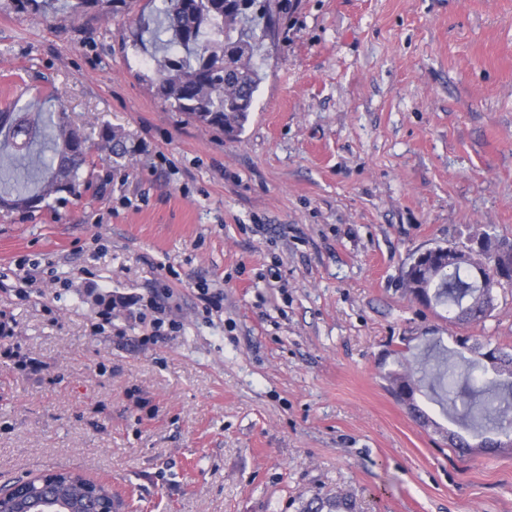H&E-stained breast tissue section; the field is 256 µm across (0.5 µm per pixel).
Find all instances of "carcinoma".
I'll list each match as a JSON object with an SVG mask.
<instances>
[{
	"mask_svg": "<svg viewBox=\"0 0 512 512\" xmlns=\"http://www.w3.org/2000/svg\"><path fill=\"white\" fill-rule=\"evenodd\" d=\"M266 14L259 0H164L163 21L154 38L166 34L167 43L180 52L168 54L144 76L154 95L172 112H183L195 122L215 127L228 135L242 132L251 112L254 94L261 81L256 58L263 36L246 26L248 11ZM0 208L31 211L52 196L74 194L89 182L84 171L92 166L94 148L69 121L63 106L45 117L42 113L8 108L0 112ZM426 262L411 254L402 272V284L423 305L448 307L461 324H479L494 310L493 289L484 288L479 277L489 278L491 269L481 264L455 269L437 268L426 273ZM463 348L479 354L495 366L497 375L512 373V354L490 344L456 338ZM390 371V393L398 400L412 401L417 390L430 385L441 391L448 415L460 420L465 429L482 435L489 429L507 431L512 423L502 417L512 407V383L480 381L470 366L456 371L443 362L427 369ZM463 409H458L457 401ZM84 476L60 473L51 489L71 506V512H98L105 506L106 489L80 490ZM299 512H361L351 494L316 493L301 502Z\"/></svg>",
	"mask_w": 512,
	"mask_h": 512,
	"instance_id": "1",
	"label": "carcinoma"
}]
</instances>
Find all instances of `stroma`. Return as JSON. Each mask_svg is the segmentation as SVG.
I'll list each match as a JSON object with an SVG mask.
<instances>
[{
  "label": "stroma",
  "mask_w": 512,
  "mask_h": 512,
  "mask_svg": "<svg viewBox=\"0 0 512 512\" xmlns=\"http://www.w3.org/2000/svg\"><path fill=\"white\" fill-rule=\"evenodd\" d=\"M271 4L230 137L144 82L161 0H0V111L65 102L97 146L80 196L0 211V314L34 361L0 354V483L74 470L128 512H296L339 487L362 512H512V447L451 448L456 420L424 391L416 421L386 380L436 340L512 349V288L459 327L401 284L414 251L512 241V0ZM168 291L178 327L154 338Z\"/></svg>",
  "instance_id": "35a3bbf8"
}]
</instances>
